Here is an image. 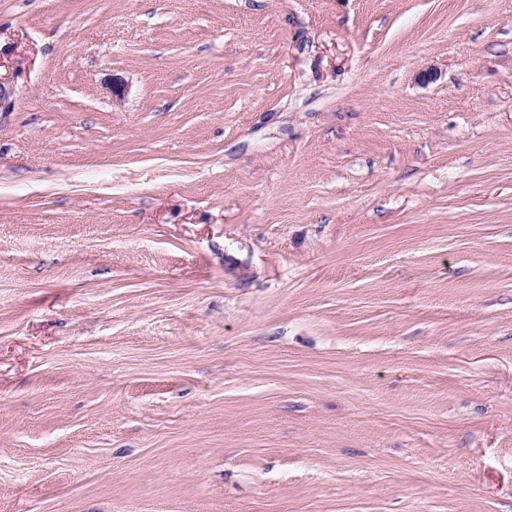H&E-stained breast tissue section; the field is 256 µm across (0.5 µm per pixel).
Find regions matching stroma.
I'll use <instances>...</instances> for the list:
<instances>
[{
	"mask_svg": "<svg viewBox=\"0 0 512 512\" xmlns=\"http://www.w3.org/2000/svg\"><path fill=\"white\" fill-rule=\"evenodd\" d=\"M0 67V512H512V0H0Z\"/></svg>",
	"mask_w": 512,
	"mask_h": 512,
	"instance_id": "1",
	"label": "stroma"
}]
</instances>
